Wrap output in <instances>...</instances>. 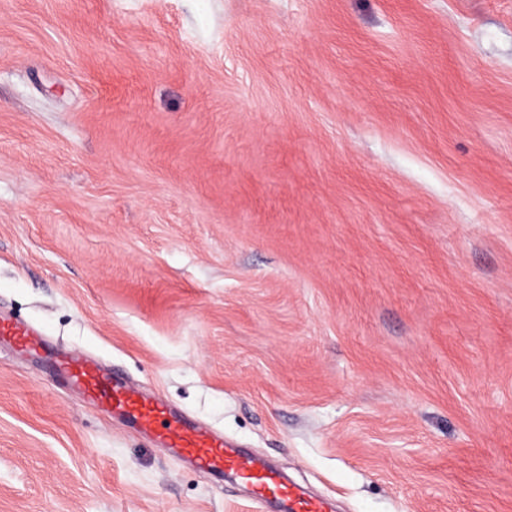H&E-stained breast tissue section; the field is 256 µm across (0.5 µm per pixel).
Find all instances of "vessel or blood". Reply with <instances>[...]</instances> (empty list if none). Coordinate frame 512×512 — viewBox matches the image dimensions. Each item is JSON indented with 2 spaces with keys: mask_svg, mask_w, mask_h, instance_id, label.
Wrapping results in <instances>:
<instances>
[{
  "mask_svg": "<svg viewBox=\"0 0 512 512\" xmlns=\"http://www.w3.org/2000/svg\"><path fill=\"white\" fill-rule=\"evenodd\" d=\"M1 337L13 338L29 349L40 344L34 331L5 317H0ZM59 369L90 401L105 405L112 413L152 437L166 454L219 480L225 475H233L252 487L258 502L275 504L277 512H332L326 499L306 495L301 487L288 483L263 458L171 414L160 401L133 389L81 356L63 357Z\"/></svg>",
  "mask_w": 512,
  "mask_h": 512,
  "instance_id": "obj_1",
  "label": "vessel or blood"
}]
</instances>
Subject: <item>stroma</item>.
Segmentation results:
<instances>
[{
    "label": "stroma",
    "instance_id": "1",
    "mask_svg": "<svg viewBox=\"0 0 512 512\" xmlns=\"http://www.w3.org/2000/svg\"><path fill=\"white\" fill-rule=\"evenodd\" d=\"M0 314L336 512H512V0H0ZM0 512H269L0 345Z\"/></svg>",
    "mask_w": 512,
    "mask_h": 512
}]
</instances>
